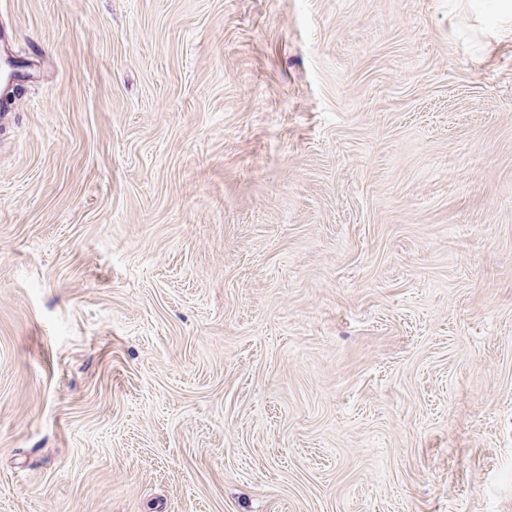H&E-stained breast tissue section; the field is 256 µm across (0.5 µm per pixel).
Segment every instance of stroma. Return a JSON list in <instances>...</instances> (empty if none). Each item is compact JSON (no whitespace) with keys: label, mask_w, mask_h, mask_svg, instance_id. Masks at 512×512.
<instances>
[{"label":"stroma","mask_w":512,"mask_h":512,"mask_svg":"<svg viewBox=\"0 0 512 512\" xmlns=\"http://www.w3.org/2000/svg\"><path fill=\"white\" fill-rule=\"evenodd\" d=\"M512 0H0V512H512Z\"/></svg>","instance_id":"35a3bbf8"}]
</instances>
